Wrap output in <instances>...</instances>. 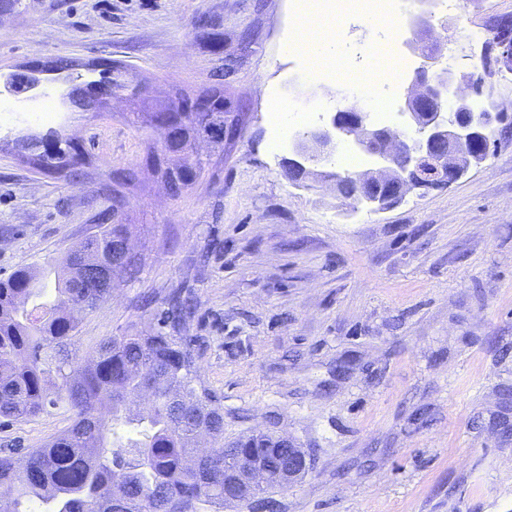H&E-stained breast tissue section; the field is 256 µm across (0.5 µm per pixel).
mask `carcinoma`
<instances>
[{
  "mask_svg": "<svg viewBox=\"0 0 512 512\" xmlns=\"http://www.w3.org/2000/svg\"><path fill=\"white\" fill-rule=\"evenodd\" d=\"M28 86L42 73L65 70L72 82L82 68L99 75L97 82L112 94L136 101L146 87L128 77L115 61L46 59L27 62ZM211 107L195 111L199 95ZM174 111L189 141L206 137L224 148V123L237 119L216 81L199 91L173 86ZM137 129H155L159 113H132ZM20 160L38 173L57 176L69 167L65 180L86 176L93 156L56 130L15 140ZM189 182L176 185L179 197L205 178L210 162L199 159ZM139 186L135 168L107 174L109 206L99 215L96 231L66 253L62 276L51 304L38 303L45 272L17 268L0 279V420L9 423L64 407L71 414L67 430L41 448L0 449V489L10 495V512H224V408L212 393L197 387L187 337L181 335L193 314L191 301L179 288L155 314L158 329L130 326L121 336L101 340L91 358L77 356V321L73 311L95 308L112 297L85 271L94 257L103 270L135 279L140 259L126 258L119 246L127 238L129 194ZM285 437L250 431L234 440L237 448H264Z\"/></svg>",
  "mask_w": 512,
  "mask_h": 512,
  "instance_id": "carcinoma-1",
  "label": "carcinoma"
}]
</instances>
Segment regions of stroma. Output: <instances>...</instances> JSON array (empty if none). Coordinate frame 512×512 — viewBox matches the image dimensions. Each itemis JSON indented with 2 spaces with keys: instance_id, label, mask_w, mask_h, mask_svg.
I'll return each mask as SVG.
<instances>
[{
  "instance_id": "obj_1",
  "label": "stroma",
  "mask_w": 512,
  "mask_h": 512,
  "mask_svg": "<svg viewBox=\"0 0 512 512\" xmlns=\"http://www.w3.org/2000/svg\"><path fill=\"white\" fill-rule=\"evenodd\" d=\"M317 8L335 32L337 84L286 48L298 0H0V278L59 262L92 233L101 179L142 164L155 138L129 124L134 102L80 112L52 75L21 97L5 92L6 75L50 57L108 59L154 101L174 83L207 86L231 58L224 89L240 136L179 199L143 175L128 208L143 269L80 314L81 353L130 324L152 327L143 297L191 292L184 333L199 384L224 407L225 439L268 429L311 458L264 506L225 512H512V135L456 183L383 212L343 205L332 183L290 181L276 124L290 137L305 129L343 93L344 65L367 39L342 11L386 25L378 0ZM206 17L220 19L221 42L198 37ZM501 17L512 18V0H466L454 17L438 0H407L391 50L418 65L447 56L463 89L481 50L469 31ZM51 128L95 156L88 177L64 181L16 159L14 139ZM70 423L53 409L1 425L0 448L39 447Z\"/></svg>"
}]
</instances>
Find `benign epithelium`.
<instances>
[{"mask_svg":"<svg viewBox=\"0 0 512 512\" xmlns=\"http://www.w3.org/2000/svg\"><path fill=\"white\" fill-rule=\"evenodd\" d=\"M478 62L497 78L512 71V55L501 54L484 44ZM454 71L445 67L434 71L426 64L419 67L407 87L397 126L377 125L369 113L360 108L325 112L318 121L297 134L291 141L289 157L281 161L289 178L301 183L314 176L332 181L336 196L353 204L363 203L374 211H384L400 203L411 190L446 187L463 177L471 168L472 155L467 149L481 143L512 114L498 104L481 105L480 87L458 92L448 98ZM112 91L90 83L85 86L76 107L93 111L99 99H109ZM163 138L151 165L166 169L168 160L183 152L184 130L178 125H161ZM362 155L367 169L354 177L360 187L348 197L341 194L342 176L322 170L336 155L339 147ZM310 470V458L302 448L288 442V469L276 479L286 488ZM224 480L241 492L263 496L271 474L261 462L247 454L224 459Z\"/></svg>","mask_w":512,"mask_h":512,"instance_id":"1","label":"benign epithelium"}]
</instances>
